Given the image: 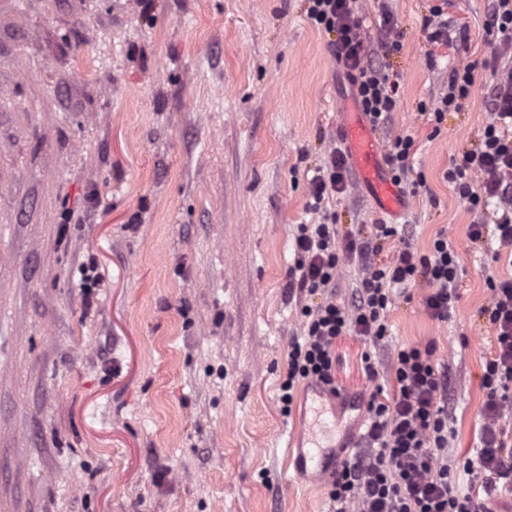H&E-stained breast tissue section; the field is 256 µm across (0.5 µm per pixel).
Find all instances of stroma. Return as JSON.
Instances as JSON below:
<instances>
[{"instance_id": "35a3bbf8", "label": "stroma", "mask_w": 512, "mask_h": 512, "mask_svg": "<svg viewBox=\"0 0 512 512\" xmlns=\"http://www.w3.org/2000/svg\"><path fill=\"white\" fill-rule=\"evenodd\" d=\"M441 6L448 37L425 25ZM403 33L381 57L399 85L379 148L416 140L425 185L405 197L406 238L439 230L458 255L460 299L432 319L428 289L395 295L390 334L336 344L347 400L322 427L365 432L362 409L396 348L434 341L448 365V460L477 441L492 331L474 219L445 180L490 120L489 72L430 137L421 105L489 50L488 0H359ZM305 0H0V512H328L327 482L294 478L284 432L304 443L311 405L284 414L301 309L298 225L320 216L308 181L340 138L350 85ZM340 234L380 214L357 177L327 203ZM94 269L100 284L80 286ZM370 354L379 372L362 369Z\"/></svg>"}]
</instances>
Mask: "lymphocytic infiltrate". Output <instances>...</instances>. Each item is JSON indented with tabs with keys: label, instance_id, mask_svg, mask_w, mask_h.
I'll use <instances>...</instances> for the list:
<instances>
[{
	"label": "lymphocytic infiltrate",
	"instance_id": "lymphocytic-infiltrate-1",
	"mask_svg": "<svg viewBox=\"0 0 512 512\" xmlns=\"http://www.w3.org/2000/svg\"><path fill=\"white\" fill-rule=\"evenodd\" d=\"M307 16L332 34V53L346 72L361 112L372 127L384 125L396 105L398 85L372 60L363 20L354 0H308ZM485 33L490 47L478 64L452 69L448 91L439 97L429 120L442 126L448 113L463 110L475 93L476 69L493 82L486 102L492 120L476 149L464 152L445 174L476 218L468 238L489 243L492 263L512 266V0H490ZM348 161L333 148L326 165L309 180L308 206L321 213L314 225L302 224L295 237L298 285L309 295L334 287L343 263L355 264L362 278L350 302L329 299L304 307L302 341L289 352L288 378L281 401L291 408L297 382H315L338 391L336 344L344 336L378 343L389 334L390 288L424 282L426 313L440 322L455 312L462 275L458 255L440 230L429 252L403 244L392 261L380 264L370 245L349 237L338 242L336 217L325 201L344 193ZM488 301L479 314L494 333V347L481 377L485 400L478 443L464 457L462 469L474 485L459 492L448 463V368L438 361L436 345L427 342L398 349L387 370L389 386H376L367 402L368 426L356 451L330 481L335 512H489V506L512 487V438L501 427L512 416V273L487 275Z\"/></svg>",
	"mask_w": 512,
	"mask_h": 512
}]
</instances>
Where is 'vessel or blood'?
<instances>
[{
  "label": "vessel or blood",
  "mask_w": 512,
  "mask_h": 512,
  "mask_svg": "<svg viewBox=\"0 0 512 512\" xmlns=\"http://www.w3.org/2000/svg\"><path fill=\"white\" fill-rule=\"evenodd\" d=\"M340 116V133L347 156L362 184L381 212L396 215L402 210L403 202L395 186L376 164L378 146L368 126L351 104L342 106ZM340 461L335 448L315 445L300 450L294 469L299 476L311 471L323 478L332 473Z\"/></svg>",
  "instance_id": "obj_1"
}]
</instances>
